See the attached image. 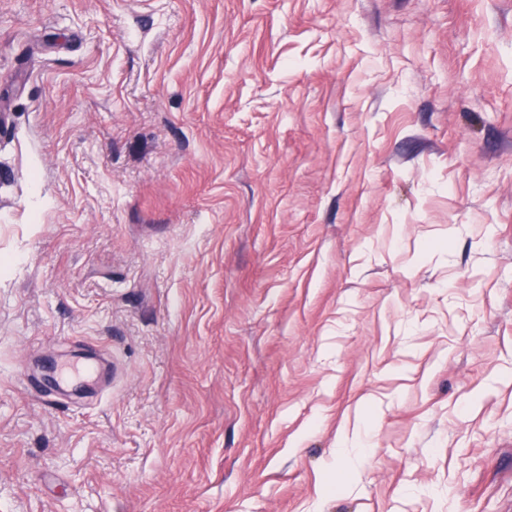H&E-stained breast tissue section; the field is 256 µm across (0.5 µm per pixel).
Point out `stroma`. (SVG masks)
<instances>
[{
  "mask_svg": "<svg viewBox=\"0 0 512 512\" xmlns=\"http://www.w3.org/2000/svg\"><path fill=\"white\" fill-rule=\"evenodd\" d=\"M0 107V512H512V0H0ZM336 458L343 461L345 468L352 471L355 468L357 459L347 455V448H363L365 440L358 433H349L348 431H340L336 436Z\"/></svg>",
  "mask_w": 512,
  "mask_h": 512,
  "instance_id": "35a3bbf8",
  "label": "stroma"
}]
</instances>
